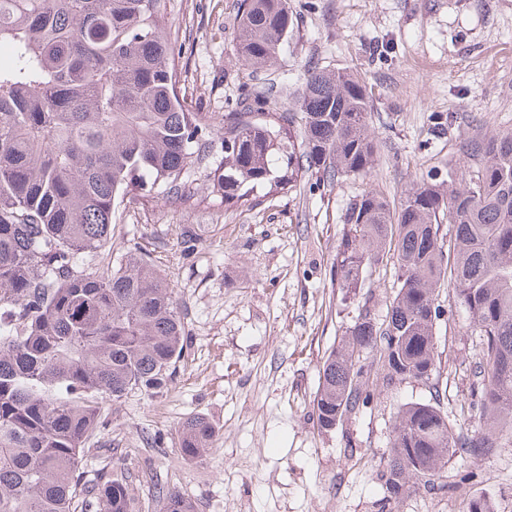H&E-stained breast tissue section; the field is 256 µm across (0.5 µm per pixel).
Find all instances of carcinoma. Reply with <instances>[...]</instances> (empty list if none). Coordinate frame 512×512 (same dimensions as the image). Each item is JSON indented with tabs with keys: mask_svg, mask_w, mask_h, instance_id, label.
I'll return each mask as SVG.
<instances>
[{
	"mask_svg": "<svg viewBox=\"0 0 512 512\" xmlns=\"http://www.w3.org/2000/svg\"><path fill=\"white\" fill-rule=\"evenodd\" d=\"M236 20L242 64L274 65L293 30L288 0H239ZM1 46L10 56L0 65V512H74L103 401L167 386L186 336L169 283L142 249L102 274L81 270L80 255L111 241L125 196L160 186L182 200L192 173L212 170L233 209L258 187L288 192L305 176L368 172L372 91L347 71L311 68L294 108L258 93L224 113L217 150L205 117L179 99L163 0H0ZM467 159L460 176L424 179L398 207L369 190L341 217L330 267L341 304L390 252L398 271L385 319L362 305L323 362L320 428L368 404L369 353L384 390L435 375L442 284L477 335L484 429L461 438L440 407L405 404L385 462L389 498L434 485L460 445L478 459L491 437L512 441V131L471 138ZM445 219L456 226L450 240ZM213 434L206 419L185 420L182 456H202ZM84 494L99 512H132L122 475L106 473ZM163 499V512H195L177 491Z\"/></svg>",
	"mask_w": 512,
	"mask_h": 512,
	"instance_id": "cac0c4a2",
	"label": "carcinoma"
}]
</instances>
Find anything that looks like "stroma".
I'll use <instances>...</instances> for the list:
<instances>
[{"mask_svg": "<svg viewBox=\"0 0 512 512\" xmlns=\"http://www.w3.org/2000/svg\"><path fill=\"white\" fill-rule=\"evenodd\" d=\"M294 30L275 66L251 72L235 49L238 0H165L176 40L180 99L221 141V119L258 91L293 106L305 72L348 70L372 90L371 170L225 209L206 174L183 202L127 196L108 247L81 267L102 272L128 248L148 251L168 279L187 331L168 387L104 401L105 428L79 465L91 486L109 470L128 478L139 512H161L175 490L197 512H468L472 498L512 512V444L475 459L456 449L434 486L387 499L383 462L398 409L428 402L457 434L479 427L472 406L476 337L454 290L437 303L440 369L426 382L374 393L332 430L318 427L313 396L328 352L358 306L339 304L330 266L353 196L382 192L400 203L422 177L447 178L466 163L473 132L512 129V0H289ZM451 117L433 132V113ZM397 262L368 268L360 300L385 317ZM206 418L204 456L180 451V427Z\"/></svg>", "mask_w": 512, "mask_h": 512, "instance_id": "1", "label": "stroma"}]
</instances>
